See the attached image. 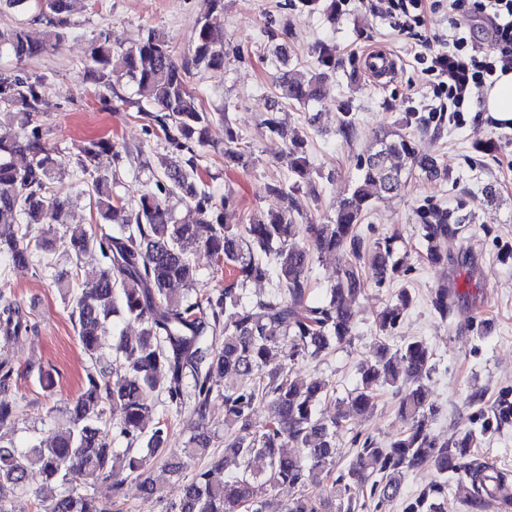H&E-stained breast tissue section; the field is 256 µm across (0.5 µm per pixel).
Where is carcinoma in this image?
I'll return each instance as SVG.
<instances>
[{"label":"carcinoma","mask_w":512,"mask_h":512,"mask_svg":"<svg viewBox=\"0 0 512 512\" xmlns=\"http://www.w3.org/2000/svg\"><path fill=\"white\" fill-rule=\"evenodd\" d=\"M9 7L35 9L46 23L45 36L31 39L23 27L0 30V54L17 61L37 58L59 44L69 25L70 0H3ZM210 12L193 27L191 61L179 64L171 57L165 37L150 33L134 48L124 49L109 31L89 43L91 65L86 78L112 90V77L127 76L135 88L137 117L154 134H162L177 160L163 164L156 191L120 205L112 185L117 170L103 171L100 157L120 158L118 143L100 138L89 141L78 158L81 171L91 177L93 206L107 220L128 209L126 223L113 234L98 235L85 224L68 221L70 198L54 186L58 160L34 124L44 93L46 74H0V112L9 124H0V255L17 266L46 260L54 238L44 224L65 226L71 256L80 263L98 257L101 266L90 279L69 292L70 320L83 351L90 357L80 394L67 421L58 426L49 443L33 441L18 447L5 439L6 431L21 417L20 407L0 399V512H15L14 498L28 472L38 470L46 481L57 483L62 493L43 500L36 512H112L91 489L107 483L112 499L121 497L125 482L142 475L151 460L166 459L165 471L182 473L184 464L168 460L170 425L155 419V397L161 395L177 414L190 410L202 418L212 401L224 400V457L196 471L183 498L170 512H358L361 496L380 502L394 500L407 471L433 469L440 481L408 500L404 512H446L445 487L455 478L470 486L466 503L471 512H484L497 503L512 507V471L467 460L477 435L467 431L448 445L431 433L436 409L425 383L435 368L433 353L422 339L393 348L386 340L412 301L408 289L375 317V361L361 367V387L330 421L317 409L327 397L329 384L294 378L286 366L296 360H314L352 343L353 306L364 291L363 273L370 269L379 283L391 281L399 271L394 259V238L372 244L358 231L372 200L396 194L404 174L417 170L428 179L446 175L436 156L422 152L415 141L397 133L375 138V149L357 163L358 175L350 195L338 204L325 224H302L295 216L292 190L310 180L313 167L306 142L297 136L287 143L294 156V183H273L267 190L288 202L278 211L261 213L247 224H224V210L236 205L228 192L221 197L197 182V150L207 144L212 119L199 95L190 90V67L219 68L224 62L223 35L213 15L224 11V0H210ZM327 68L306 81L283 72L278 87L283 98L309 103L321 98L326 72L336 69L333 50L321 52ZM224 158L246 167L250 159L239 147L238 135L226 129ZM189 200L203 224H179L168 200ZM418 231L425 257L432 263L448 260L458 233L449 224L448 211L424 206L418 212ZM204 248L216 273L227 275L224 287L189 295L198 269L194 252ZM333 254L339 265L337 283L327 289L321 303L308 300L309 268L314 255ZM273 277L279 288L252 298L245 285ZM434 310L448 317L454 299L448 287L435 289ZM121 316L141 326L136 336L120 335L113 346L116 357L105 351L104 335L112 319ZM0 330L14 337L34 338L37 325L22 308L0 292ZM28 371L38 384L50 388L57 370L32 362ZM231 375L235 387L221 390L214 375ZM390 387L399 395V409L408 429L388 445L372 437H353L359 445L347 471L334 474L336 436L348 428L351 417L371 413L376 390ZM269 406V417L257 429L253 414L258 404ZM112 419L106 418V408ZM499 423L512 418V400L502 396L492 410ZM115 431L126 446L112 447L107 435ZM300 449L290 455L288 445ZM189 458L209 456V442L197 435L184 449ZM254 457L266 460L259 479L248 474ZM235 466L241 474L221 477ZM288 489V499L280 491Z\"/></svg>","instance_id":"1"}]
</instances>
